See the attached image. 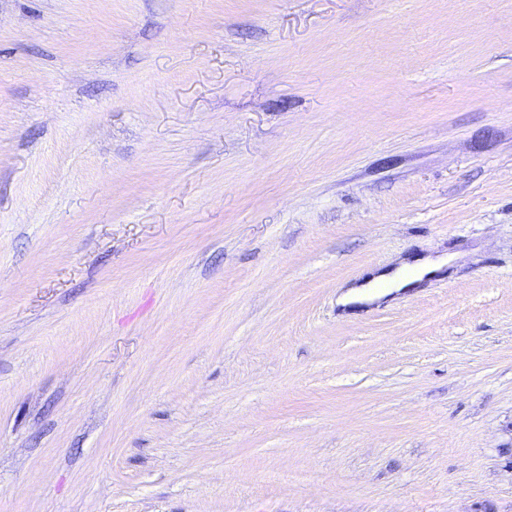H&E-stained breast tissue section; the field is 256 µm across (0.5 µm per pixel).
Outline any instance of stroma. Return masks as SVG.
I'll return each mask as SVG.
<instances>
[{
	"instance_id": "1",
	"label": "stroma",
	"mask_w": 512,
	"mask_h": 512,
	"mask_svg": "<svg viewBox=\"0 0 512 512\" xmlns=\"http://www.w3.org/2000/svg\"><path fill=\"white\" fill-rule=\"evenodd\" d=\"M0 512H512V0H0ZM444 264V259L430 258H416L413 264L403 262L393 269L376 272L360 284L351 287L353 289L345 294L340 302L347 305L379 301L389 292H380L377 288H411L424 276H433Z\"/></svg>"
}]
</instances>
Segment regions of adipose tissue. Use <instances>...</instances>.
<instances>
[{"instance_id": "ef3b65f1", "label": "adipose tissue", "mask_w": 512, "mask_h": 512, "mask_svg": "<svg viewBox=\"0 0 512 512\" xmlns=\"http://www.w3.org/2000/svg\"><path fill=\"white\" fill-rule=\"evenodd\" d=\"M443 265L442 260L419 258L414 263H401L399 266L376 272L363 282L355 285L345 294L342 304L372 303L383 299L384 289L400 290L413 287L423 277L434 275Z\"/></svg>"}]
</instances>
